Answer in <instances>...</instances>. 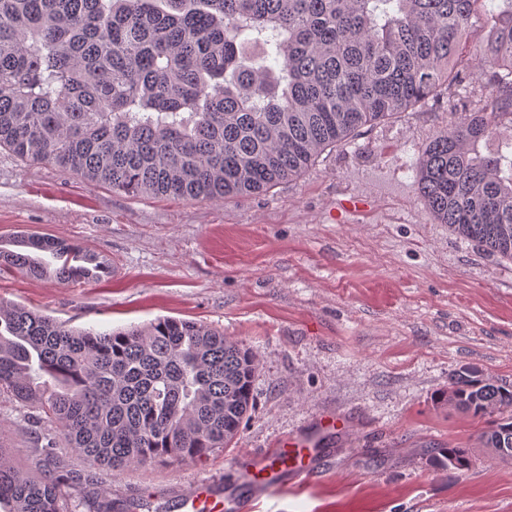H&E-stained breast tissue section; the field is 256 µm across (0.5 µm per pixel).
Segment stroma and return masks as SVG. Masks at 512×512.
Masks as SVG:
<instances>
[{
    "instance_id": "obj_1",
    "label": "stroma",
    "mask_w": 512,
    "mask_h": 512,
    "mask_svg": "<svg viewBox=\"0 0 512 512\" xmlns=\"http://www.w3.org/2000/svg\"><path fill=\"white\" fill-rule=\"evenodd\" d=\"M484 0L462 56L482 59ZM466 77L440 99L361 127L299 177L215 202L126 194L0 148V241L17 232L77 245L107 271L74 283L0 269V302L99 331L160 317L223 330L258 359L254 406L233 442L195 462L129 467L102 478L112 512H171L179 490L239 472L283 442L314 441L319 478L267 496L256 512H512V463L482 448V418L450 408L453 371L512 383V263L434 221L420 201L419 149L485 108ZM359 210H348V201ZM33 409L0 395V445L41 469ZM335 418V428L321 427ZM468 448L467 469L439 463Z\"/></svg>"
}]
</instances>
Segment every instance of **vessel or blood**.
I'll return each instance as SVG.
<instances>
[{
  "instance_id": "b4317fda",
  "label": "vessel or blood",
  "mask_w": 512,
  "mask_h": 512,
  "mask_svg": "<svg viewBox=\"0 0 512 512\" xmlns=\"http://www.w3.org/2000/svg\"><path fill=\"white\" fill-rule=\"evenodd\" d=\"M251 473L244 498L225 497L224 478L208 477L183 488L177 496L175 508L177 512H251L254 502L279 488L282 481L302 486L317 477L311 460L302 455H293L291 449L285 447L256 457L251 465Z\"/></svg>"
}]
</instances>
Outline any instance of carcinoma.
<instances>
[{
  "instance_id": "1",
  "label": "carcinoma",
  "mask_w": 512,
  "mask_h": 512,
  "mask_svg": "<svg viewBox=\"0 0 512 512\" xmlns=\"http://www.w3.org/2000/svg\"><path fill=\"white\" fill-rule=\"evenodd\" d=\"M479 0H0V146L115 192L222 201L293 179L359 128L462 81L448 67ZM478 77L492 88L425 144L417 190L459 238L512 262V154L482 153L512 126V0ZM0 266L61 281L104 263L64 241L15 240ZM256 354L208 326L158 318L76 331L0 304V390L33 406L43 476L0 463L7 512H70L72 492L112 512L99 474L224 448L253 408ZM448 405L487 418L484 448L512 450V385L473 368ZM63 439L82 460L57 452ZM462 469L469 449L447 448Z\"/></svg>"
}]
</instances>
